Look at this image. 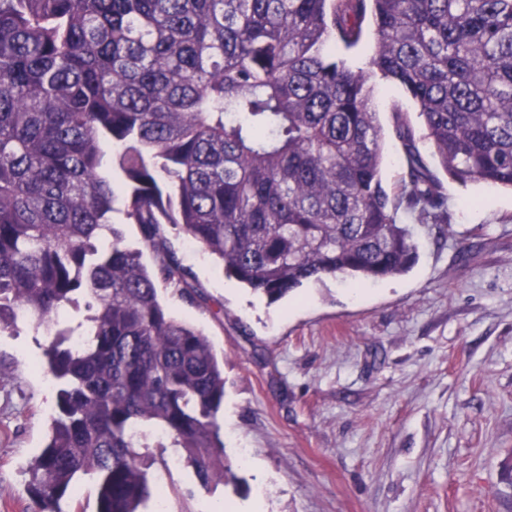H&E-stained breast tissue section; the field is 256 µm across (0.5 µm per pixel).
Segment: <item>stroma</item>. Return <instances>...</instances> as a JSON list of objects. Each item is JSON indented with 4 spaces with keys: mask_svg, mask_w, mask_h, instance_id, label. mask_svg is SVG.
<instances>
[{
    "mask_svg": "<svg viewBox=\"0 0 512 512\" xmlns=\"http://www.w3.org/2000/svg\"><path fill=\"white\" fill-rule=\"evenodd\" d=\"M375 103L396 189L392 111L417 129L418 108L384 81ZM440 181L447 224L412 223L416 264L357 292L326 276L269 301L168 228L206 304L159 295L224 360L235 480L202 488L178 449L150 446L166 512H512V189ZM49 340L27 319L0 334V512H39L27 469L57 387L32 363Z\"/></svg>",
    "mask_w": 512,
    "mask_h": 512,
    "instance_id": "35a3bbf8",
    "label": "stroma"
}]
</instances>
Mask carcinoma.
Returning a JSON list of instances; mask_svg holds the SVG:
<instances>
[{
  "label": "carcinoma",
  "instance_id": "cac0c4a2",
  "mask_svg": "<svg viewBox=\"0 0 512 512\" xmlns=\"http://www.w3.org/2000/svg\"><path fill=\"white\" fill-rule=\"evenodd\" d=\"M367 20L376 49L354 71L336 45ZM378 79L418 105L450 178L512 188V0H0V333L20 313L53 330L59 389L27 485L43 512L86 476L96 512H141L150 440L205 488L235 479L224 366L159 297L199 298L165 225L275 302L408 271L401 212L448 223L398 111L405 175L383 183ZM119 196L151 268L112 226Z\"/></svg>",
  "mask_w": 512,
  "mask_h": 512
}]
</instances>
